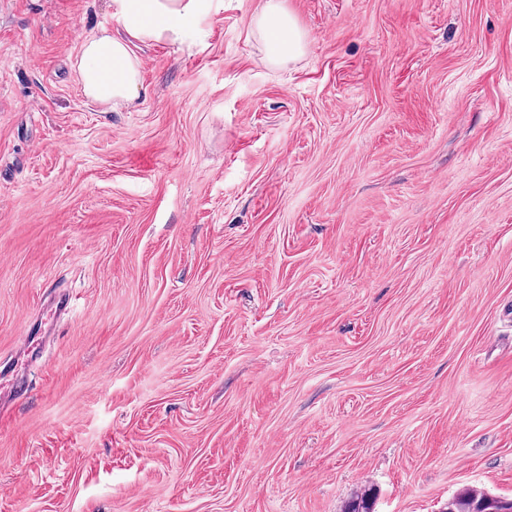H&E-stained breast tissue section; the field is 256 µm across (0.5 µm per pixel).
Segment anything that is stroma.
<instances>
[{"mask_svg":"<svg viewBox=\"0 0 512 512\" xmlns=\"http://www.w3.org/2000/svg\"><path fill=\"white\" fill-rule=\"evenodd\" d=\"M285 2L286 68L224 0L105 112L108 0H0V512L512 499V0Z\"/></svg>","mask_w":512,"mask_h":512,"instance_id":"35a3bbf8","label":"stroma"}]
</instances>
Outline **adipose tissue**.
Listing matches in <instances>:
<instances>
[{"mask_svg":"<svg viewBox=\"0 0 512 512\" xmlns=\"http://www.w3.org/2000/svg\"><path fill=\"white\" fill-rule=\"evenodd\" d=\"M111 4L121 35L104 28L84 38L73 62L83 95L107 110L126 106L140 95L142 62L137 45H202L209 20L224 10V0H111ZM250 27L263 44L262 62L268 68H282L305 52V35L284 0H261Z\"/></svg>","mask_w":512,"mask_h":512,"instance_id":"1","label":"adipose tissue"}]
</instances>
